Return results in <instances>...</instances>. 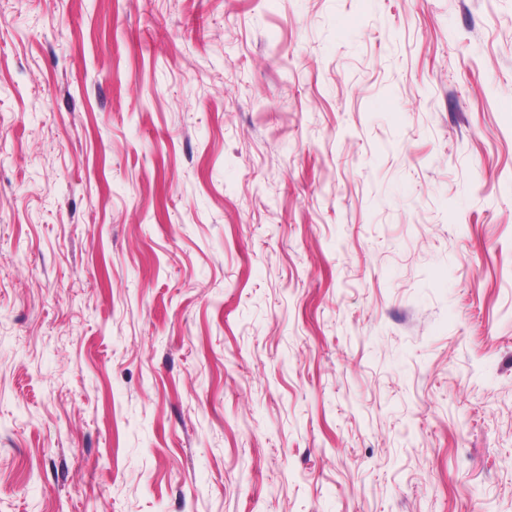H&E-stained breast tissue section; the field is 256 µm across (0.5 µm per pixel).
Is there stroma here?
Instances as JSON below:
<instances>
[{
	"instance_id": "obj_1",
	"label": "stroma",
	"mask_w": 512,
	"mask_h": 512,
	"mask_svg": "<svg viewBox=\"0 0 512 512\" xmlns=\"http://www.w3.org/2000/svg\"><path fill=\"white\" fill-rule=\"evenodd\" d=\"M0 512H512V0H0Z\"/></svg>"
}]
</instances>
